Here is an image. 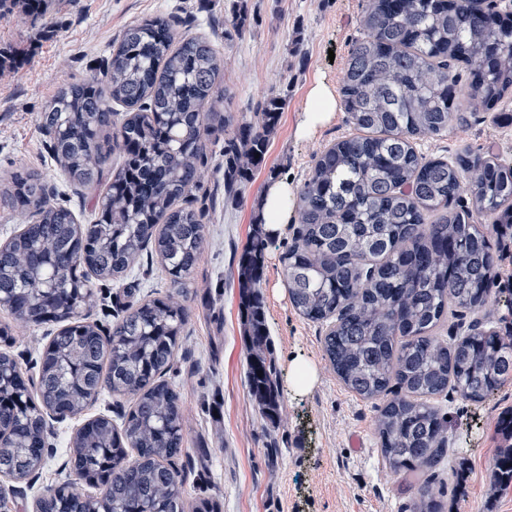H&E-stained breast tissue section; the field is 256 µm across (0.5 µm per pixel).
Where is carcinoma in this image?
Masks as SVG:
<instances>
[{"mask_svg":"<svg viewBox=\"0 0 512 512\" xmlns=\"http://www.w3.org/2000/svg\"><path fill=\"white\" fill-rule=\"evenodd\" d=\"M49 0H0V11L43 18ZM342 78L356 133L327 148L303 183L293 242L283 254L292 306L327 324L326 357L356 395L383 400L375 430L389 470L436 473L448 421L435 398L482 399L512 379V336L479 321L444 339L462 310L487 304L496 252L482 224L512 227V165L490 151L427 158L417 140L440 136L477 105L512 123V11L484 0H368ZM223 57L205 38L177 36L168 18L130 26L105 80L61 87L40 113L54 160L97 191L82 224L37 174L17 171L0 199L29 216L0 244V477L28 479L48 451L45 415L77 416L103 392L129 397L115 425L86 420L69 441L76 480L46 489L34 512H222L214 497L187 505L174 459L185 433L166 378L187 318L182 297L205 243L203 142H224V183L263 164L286 98L272 92L252 121L226 110ZM126 116L118 119V108ZM121 157L106 184L108 154ZM472 206L456 209L461 197ZM272 238L241 250L237 284L247 343L246 384L262 416L280 391L261 281ZM174 291L124 310L109 332L89 321L93 281H118L143 252ZM54 323L31 383L10 353L18 325ZM493 481L512 487V410L497 422ZM99 490L87 494L81 485ZM441 489L418 488L413 512H443Z\"/></svg>","mask_w":512,"mask_h":512,"instance_id":"1","label":"carcinoma"}]
</instances>
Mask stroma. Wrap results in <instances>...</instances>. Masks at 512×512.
<instances>
[{
    "instance_id": "35a3bbf8",
    "label": "stroma",
    "mask_w": 512,
    "mask_h": 512,
    "mask_svg": "<svg viewBox=\"0 0 512 512\" xmlns=\"http://www.w3.org/2000/svg\"><path fill=\"white\" fill-rule=\"evenodd\" d=\"M365 7L366 0H52L43 19L0 14V182L16 171L38 173L83 223L91 216L86 193L55 163L37 117L63 85L103 76L113 44L130 25L163 15L179 32L211 41L224 58L221 82L232 91L228 111L253 117L273 91L288 100L249 182L225 187L221 148H207V194L196 202L206 213V243L184 293L187 322L169 373L184 418V451L175 465L187 502L216 496L223 512H411L417 488L432 481L443 488L445 512H512V488L496 487L490 469L500 444L498 417L512 408V381L477 402L452 391L439 396L436 404L449 419L443 472L392 475L374 430L377 401L344 387L323 350L325 325L303 318L289 300L282 256L294 237L291 223L266 251L261 281L280 379L277 421L262 417L248 392L238 255L255 229L266 186L284 183L290 203H297L315 158L353 134L340 103L309 132L300 127L311 86L338 93ZM238 12L248 18L240 30L232 26ZM466 148L489 149L512 163V125L476 111L447 133L418 142L427 157L450 158ZM169 291L157 257L144 254L124 280L96 284L90 319L110 330L127 305ZM474 320L501 335L512 333V241L501 252L485 309L449 318L441 333H459ZM54 331L51 324L18 329L11 352L24 371L37 373ZM299 363L315 372L305 390L295 382ZM130 405L128 398L105 393L82 417L49 420L45 465L23 481L22 492L0 483L12 512H34L45 488L72 479L67 443L83 419L105 415L117 423Z\"/></svg>"
}]
</instances>
